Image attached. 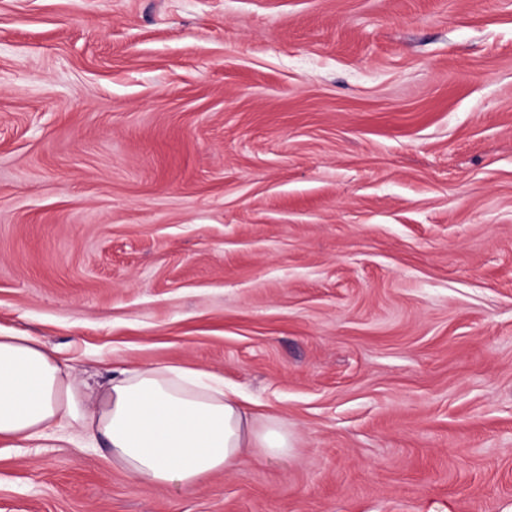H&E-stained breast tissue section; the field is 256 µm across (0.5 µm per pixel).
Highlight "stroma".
Returning <instances> with one entry per match:
<instances>
[{
	"label": "stroma",
	"mask_w": 512,
	"mask_h": 512,
	"mask_svg": "<svg viewBox=\"0 0 512 512\" xmlns=\"http://www.w3.org/2000/svg\"><path fill=\"white\" fill-rule=\"evenodd\" d=\"M0 331L290 440L0 443V512H512V0H0Z\"/></svg>",
	"instance_id": "obj_1"
}]
</instances>
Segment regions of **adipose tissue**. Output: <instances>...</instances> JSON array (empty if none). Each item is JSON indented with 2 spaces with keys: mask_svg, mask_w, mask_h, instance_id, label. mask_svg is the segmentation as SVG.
I'll list each match as a JSON object with an SVG mask.
<instances>
[{
  "mask_svg": "<svg viewBox=\"0 0 512 512\" xmlns=\"http://www.w3.org/2000/svg\"><path fill=\"white\" fill-rule=\"evenodd\" d=\"M50 435L104 443L137 482L185 488L237 466L249 449L288 448L285 434L257 429L249 407L205 374L128 367L96 392L36 338L0 334V442Z\"/></svg>",
  "mask_w": 512,
  "mask_h": 512,
  "instance_id": "adipose-tissue-1",
  "label": "adipose tissue"
}]
</instances>
